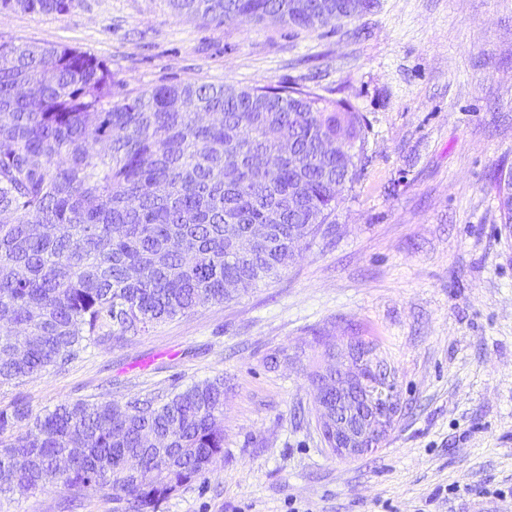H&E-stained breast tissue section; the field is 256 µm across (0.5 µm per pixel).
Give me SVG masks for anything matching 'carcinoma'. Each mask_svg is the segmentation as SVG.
<instances>
[{
  "mask_svg": "<svg viewBox=\"0 0 512 512\" xmlns=\"http://www.w3.org/2000/svg\"><path fill=\"white\" fill-rule=\"evenodd\" d=\"M73 2L0 0V12L63 15ZM290 3L169 0L177 17L310 31L374 6L305 0L295 14ZM336 137L350 146L324 152ZM284 141L299 165L283 159L269 182L257 163ZM364 143L357 113L310 91L176 83L114 102L112 70L91 53L1 42L0 386L277 277L361 176ZM257 224L270 238L241 250ZM223 453L222 378L36 417L15 403L0 410V497L56 484L67 505L159 512Z\"/></svg>",
  "mask_w": 512,
  "mask_h": 512,
  "instance_id": "1",
  "label": "carcinoma"
}]
</instances>
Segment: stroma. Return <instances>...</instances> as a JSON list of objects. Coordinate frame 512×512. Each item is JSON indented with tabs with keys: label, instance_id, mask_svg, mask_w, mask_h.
<instances>
[{
	"label": "stroma",
	"instance_id": "1",
	"mask_svg": "<svg viewBox=\"0 0 512 512\" xmlns=\"http://www.w3.org/2000/svg\"><path fill=\"white\" fill-rule=\"evenodd\" d=\"M0 42L92 53L116 101L172 83L305 87L358 112L366 140L328 234L278 279L2 386L0 409L220 377L224 455L160 512H512V226L492 181L512 168V0H376L332 31L74 0L0 13ZM352 336L375 344L400 406L381 448L341 459L308 372Z\"/></svg>",
	"mask_w": 512,
	"mask_h": 512
}]
</instances>
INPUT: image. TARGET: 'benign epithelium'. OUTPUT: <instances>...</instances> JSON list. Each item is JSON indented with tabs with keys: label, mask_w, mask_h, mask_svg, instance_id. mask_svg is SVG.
Listing matches in <instances>:
<instances>
[{
	"label": "benign epithelium",
	"mask_w": 512,
	"mask_h": 512,
	"mask_svg": "<svg viewBox=\"0 0 512 512\" xmlns=\"http://www.w3.org/2000/svg\"><path fill=\"white\" fill-rule=\"evenodd\" d=\"M357 348L336 353V369L323 372L319 403L331 450L341 458L356 457L382 447L398 412L395 384L366 380Z\"/></svg>",
	"instance_id": "7a95c632"
}]
</instances>
